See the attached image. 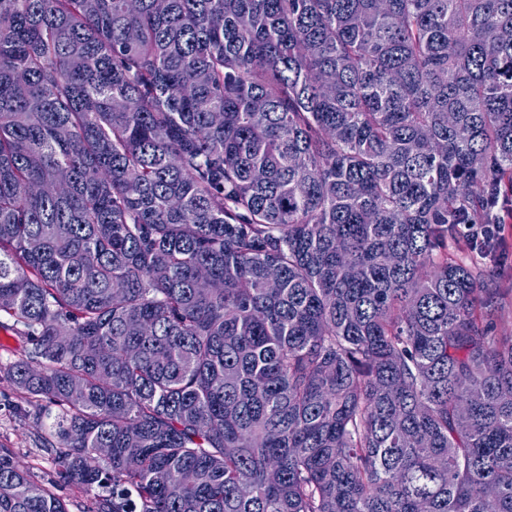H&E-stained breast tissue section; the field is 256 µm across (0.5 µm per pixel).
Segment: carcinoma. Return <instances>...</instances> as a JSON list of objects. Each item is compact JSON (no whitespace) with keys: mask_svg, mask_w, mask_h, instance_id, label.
<instances>
[{"mask_svg":"<svg viewBox=\"0 0 512 512\" xmlns=\"http://www.w3.org/2000/svg\"><path fill=\"white\" fill-rule=\"evenodd\" d=\"M509 196L512 0H0V512H512ZM462 235L469 246L482 247L484 257L501 261L506 258L505 252L501 249V226L500 224H463ZM17 391L6 371L0 373V444L12 448L15 461L35 470L44 482L54 480L53 467L40 447L41 430L32 416L22 417ZM57 493L66 501L69 512H85L89 506L90 496L75 486H63Z\"/></svg>","mask_w":512,"mask_h":512,"instance_id":"obj_1","label":"carcinoma"}]
</instances>
